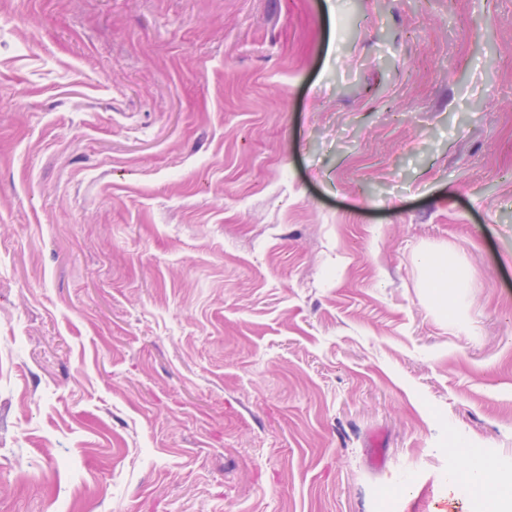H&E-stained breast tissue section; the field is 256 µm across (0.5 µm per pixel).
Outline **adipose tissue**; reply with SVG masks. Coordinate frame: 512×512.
Segmentation results:
<instances>
[{
  "mask_svg": "<svg viewBox=\"0 0 512 512\" xmlns=\"http://www.w3.org/2000/svg\"><path fill=\"white\" fill-rule=\"evenodd\" d=\"M419 262L429 273L430 306L452 313L449 296L462 284L460 268L428 252L420 255ZM453 453L458 460L456 469L449 476L453 485L458 488L483 487L480 512H512V475L498 461L471 445L455 446Z\"/></svg>",
  "mask_w": 512,
  "mask_h": 512,
  "instance_id": "1",
  "label": "adipose tissue"
}]
</instances>
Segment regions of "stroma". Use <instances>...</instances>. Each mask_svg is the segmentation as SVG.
Here are the masks:
<instances>
[{"label":"stroma","instance_id":"1","mask_svg":"<svg viewBox=\"0 0 512 512\" xmlns=\"http://www.w3.org/2000/svg\"><path fill=\"white\" fill-rule=\"evenodd\" d=\"M459 443L512 470V0H0V512H474ZM419 262L428 271L430 288H433L429 295L430 306L446 315L454 313L449 296L455 288L461 287L463 279L460 268L428 252L420 255Z\"/></svg>","mask_w":512,"mask_h":512}]
</instances>
